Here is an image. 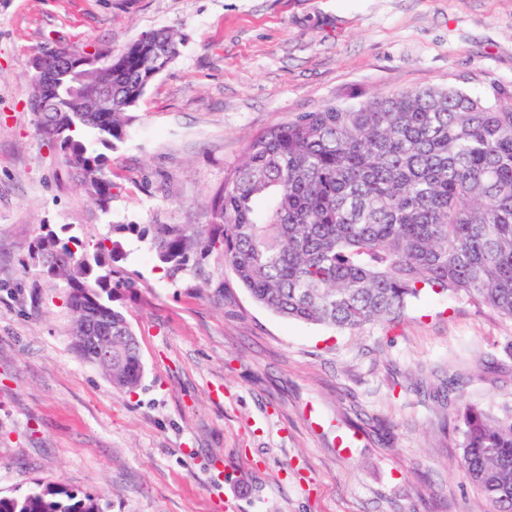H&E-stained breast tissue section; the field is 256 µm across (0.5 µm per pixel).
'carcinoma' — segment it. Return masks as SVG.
<instances>
[{
    "instance_id": "obj_1",
    "label": "carcinoma",
    "mask_w": 512,
    "mask_h": 512,
    "mask_svg": "<svg viewBox=\"0 0 512 512\" xmlns=\"http://www.w3.org/2000/svg\"><path fill=\"white\" fill-rule=\"evenodd\" d=\"M161 29L112 61V111L56 112L57 148L102 210L112 170L94 135L113 150L124 141L150 75L178 54ZM102 72L64 71L58 94ZM204 224H114L149 243L169 277L214 252L251 297L276 314L338 329L395 322L432 292L462 298L512 320V85L483 94L428 87L330 102L252 140L213 197ZM63 264L26 266L59 278L75 325L112 321V363L97 366L112 386L141 383L138 342L117 294L133 282L115 269L118 239L94 243L49 231ZM457 430L466 477L493 512H512V405L466 406ZM0 512H106L97 495L36 483L0 494Z\"/></svg>"
}]
</instances>
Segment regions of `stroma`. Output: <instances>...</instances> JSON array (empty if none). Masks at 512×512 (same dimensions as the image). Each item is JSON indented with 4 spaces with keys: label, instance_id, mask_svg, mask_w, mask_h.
Segmentation results:
<instances>
[{
    "label": "stroma",
    "instance_id": "1",
    "mask_svg": "<svg viewBox=\"0 0 512 512\" xmlns=\"http://www.w3.org/2000/svg\"><path fill=\"white\" fill-rule=\"evenodd\" d=\"M173 30L179 57L107 157L101 210L38 133L31 60ZM512 84V0H0V492L35 482L107 512H485L457 413L512 404V321L430 294L337 330L256 303L220 254L169 278L122 236L140 386L73 340L62 281L25 274L40 225L202 224L250 141L330 102Z\"/></svg>",
    "mask_w": 512,
    "mask_h": 512
}]
</instances>
